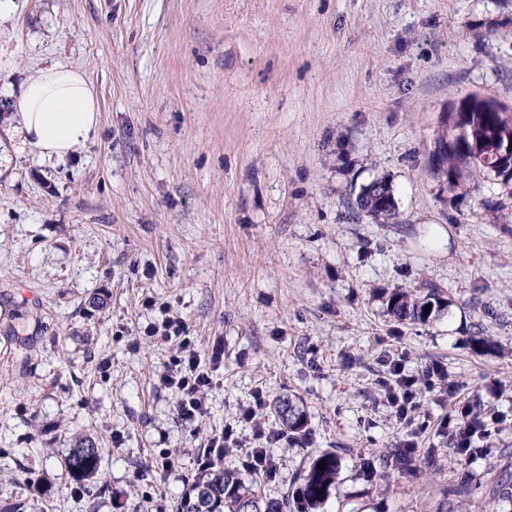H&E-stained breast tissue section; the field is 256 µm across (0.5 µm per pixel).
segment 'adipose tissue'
<instances>
[{
	"instance_id": "adipose-tissue-1",
	"label": "adipose tissue",
	"mask_w": 512,
	"mask_h": 512,
	"mask_svg": "<svg viewBox=\"0 0 512 512\" xmlns=\"http://www.w3.org/2000/svg\"><path fill=\"white\" fill-rule=\"evenodd\" d=\"M12 106L21 147L60 162L85 146L99 124L96 90L81 70L70 66L38 70Z\"/></svg>"
}]
</instances>
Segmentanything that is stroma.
I'll return each mask as SVG.
<instances>
[{
  "label": "stroma",
  "mask_w": 512,
  "mask_h": 512,
  "mask_svg": "<svg viewBox=\"0 0 512 512\" xmlns=\"http://www.w3.org/2000/svg\"><path fill=\"white\" fill-rule=\"evenodd\" d=\"M58 62L94 84L100 122L65 163L20 150L13 95ZM470 94L512 105V0H12L0 17V512H171L212 430L255 390L294 393L307 442L273 448L267 499L338 449L325 512H488L512 451V216L492 181L440 199L427 169L443 112ZM384 177L396 224L357 215ZM430 284L442 319L401 324L382 294ZM224 339L209 414L178 420L156 383L172 343ZM498 350L472 352L475 331ZM448 370L422 391L417 457L479 396L481 450L417 475L382 468L404 433L379 387L385 353ZM102 455L74 482L79 437ZM179 467H155L160 449ZM470 494L447 496L461 475ZM185 333V323L183 319L170 314L168 310L164 312L162 319L151 323L146 330V334L151 337H160L164 341H171L174 337L179 339Z\"/></svg>",
  "instance_id": "stroma-1"
}]
</instances>
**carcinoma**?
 Here are the masks:
<instances>
[{"label": "carcinoma", "instance_id": "1", "mask_svg": "<svg viewBox=\"0 0 512 512\" xmlns=\"http://www.w3.org/2000/svg\"><path fill=\"white\" fill-rule=\"evenodd\" d=\"M428 167L437 181L440 194L453 197L467 193V182L484 176L500 187L501 201L488 210L493 220L501 217L512 201V107L491 98L470 94L441 115L433 138ZM357 209L390 224L399 223L393 187L383 178L360 186L355 198ZM430 311H425L426 305ZM448 297L438 288L412 292L394 289L387 297L386 310L401 324H428L448 311ZM471 349L478 355L496 350V343L478 331L471 337ZM281 430L290 435H305L309 415L301 398L294 394L277 397L272 405ZM462 432L483 437L486 415L480 399L465 405ZM100 450L90 439H83L67 459L70 476L75 480L96 476L101 466ZM326 461V468L317 465ZM386 466L411 474L419 472L415 453L404 448L387 451ZM341 457L334 449L311 457L300 478L295 495L278 502L267 500L257 481L248 473L224 467L217 461L201 468L191 478L188 489L176 505L175 512H312L324 505L336 484ZM492 512H512V466L506 465L495 486Z\"/></svg>", "mask_w": 512, "mask_h": 512}]
</instances>
